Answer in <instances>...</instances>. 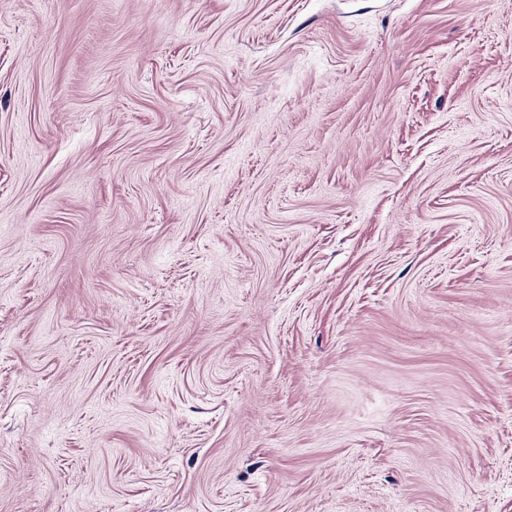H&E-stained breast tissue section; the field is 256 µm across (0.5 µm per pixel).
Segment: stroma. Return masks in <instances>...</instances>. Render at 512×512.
<instances>
[{
    "label": "stroma",
    "instance_id": "1",
    "mask_svg": "<svg viewBox=\"0 0 512 512\" xmlns=\"http://www.w3.org/2000/svg\"><path fill=\"white\" fill-rule=\"evenodd\" d=\"M0 512H512V0H0Z\"/></svg>",
    "mask_w": 512,
    "mask_h": 512
}]
</instances>
